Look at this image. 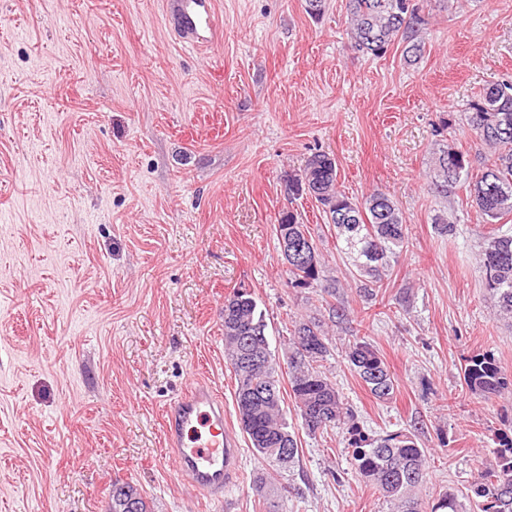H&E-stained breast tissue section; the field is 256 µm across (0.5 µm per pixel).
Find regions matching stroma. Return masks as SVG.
I'll use <instances>...</instances> for the list:
<instances>
[{
  "label": "stroma",
  "mask_w": 512,
  "mask_h": 512,
  "mask_svg": "<svg viewBox=\"0 0 512 512\" xmlns=\"http://www.w3.org/2000/svg\"><path fill=\"white\" fill-rule=\"evenodd\" d=\"M211 54L176 44L163 0H0V512H108L130 483L150 512H267L251 490L268 470L238 418L224 356V299L253 293L286 364L314 289L288 282L278 214L301 213L336 282L345 320L329 324L326 373L372 437L421 423L423 512L466 489L512 419V390L487 400L461 379L492 352L512 375V322L496 316L479 254L512 214L481 223L468 185L429 187L439 147L472 172L490 154L444 125L488 85L512 80V0H425L417 64L348 47L345 0L321 17L303 0H217ZM333 155L338 188L388 193L408 244L376 301L306 195L284 184L313 152ZM454 223L439 234L435 215ZM368 340L394 378L379 401L345 359ZM224 400L239 482L215 500L178 475L164 410L187 380ZM299 460L277 512H388L358 475L345 428L305 433L282 386Z\"/></svg>",
  "instance_id": "1"
}]
</instances>
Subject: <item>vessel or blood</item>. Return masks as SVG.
Segmentation results:
<instances>
[{
  "label": "vessel or blood",
  "mask_w": 512,
  "mask_h": 512,
  "mask_svg": "<svg viewBox=\"0 0 512 512\" xmlns=\"http://www.w3.org/2000/svg\"><path fill=\"white\" fill-rule=\"evenodd\" d=\"M164 15L176 40L200 54L224 39L217 0H164ZM164 438L179 472L201 493L221 495L240 474L237 441L224 422V401L204 380H190L167 405Z\"/></svg>",
  "instance_id": "1"
}]
</instances>
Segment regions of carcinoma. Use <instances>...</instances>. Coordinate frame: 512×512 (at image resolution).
<instances>
[{
    "mask_svg": "<svg viewBox=\"0 0 512 512\" xmlns=\"http://www.w3.org/2000/svg\"><path fill=\"white\" fill-rule=\"evenodd\" d=\"M346 9L347 35L353 50L378 58L398 41L405 44L402 56L406 64H415L422 57L425 42L421 33L428 24L423 16V0H347ZM462 114L461 121L494 155L493 162L476 176L470 188L472 207L484 223L494 224L512 214V81L484 88L468 101ZM470 168L468 155L461 150L452 146L439 150L431 190L448 196L469 178ZM337 176L336 160L317 152L308 157L300 173L288 177L285 190L290 195L306 191L313 197L327 223L336 227L341 251L364 278L360 292L373 298L404 247L405 218L397 203L383 191L375 190L360 200L342 193L337 188ZM278 227L288 231V244L300 243L308 250L305 261H288L290 284L315 289L332 318L344 319L345 310L330 302L336 297L335 280L324 275L322 254L301 216L286 209L279 213ZM479 265L484 288L498 316L512 320V234L489 238L479 254ZM266 329L264 315L250 292L238 290L224 302V353L235 373L242 429L253 452L274 470L256 478L252 490L272 506L271 497L278 493V476L294 467L299 448L295 433L283 417L281 393L263 398L254 394V389L264 384L281 387L279 364L262 336ZM289 341L288 381L308 435L348 425L349 446L359 476L379 489L389 512H420L415 490L424 477L426 454L418 442L417 426L379 438L362 433L352 410L324 371L332 341L322 320L313 316L294 322ZM251 348L267 350V363L256 367L245 364V352ZM345 356L376 399L392 398L394 378L370 342L355 338ZM462 373L467 389L487 399L512 387V378L488 352L467 357ZM493 442L494 463L478 472L466 491L444 494L431 512H512V495L506 499L496 496L500 486L512 487V422L497 430ZM110 512H148V508L138 489L115 483Z\"/></svg>",
    "mask_w": 512,
    "mask_h": 512,
    "instance_id": "cac0c4a2",
    "label": "carcinoma"
}]
</instances>
